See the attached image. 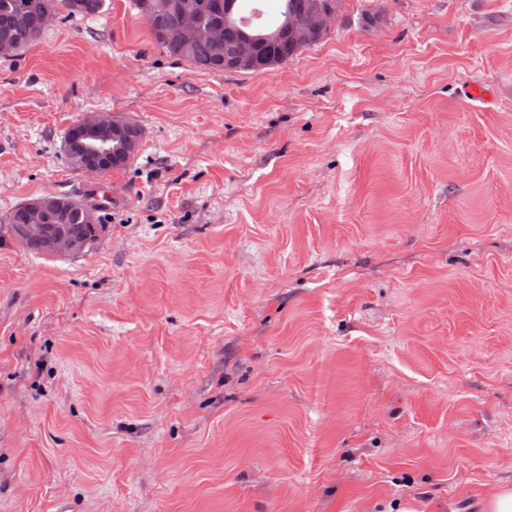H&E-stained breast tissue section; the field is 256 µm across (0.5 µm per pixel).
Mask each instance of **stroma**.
<instances>
[{"label": "stroma", "instance_id": "1", "mask_svg": "<svg viewBox=\"0 0 512 512\" xmlns=\"http://www.w3.org/2000/svg\"><path fill=\"white\" fill-rule=\"evenodd\" d=\"M93 112L141 131L96 179L65 156ZM48 194L104 195L106 231L0 230V512H478L512 483V0H342L232 73L133 0L58 20L0 57V219Z\"/></svg>", "mask_w": 512, "mask_h": 512}]
</instances>
